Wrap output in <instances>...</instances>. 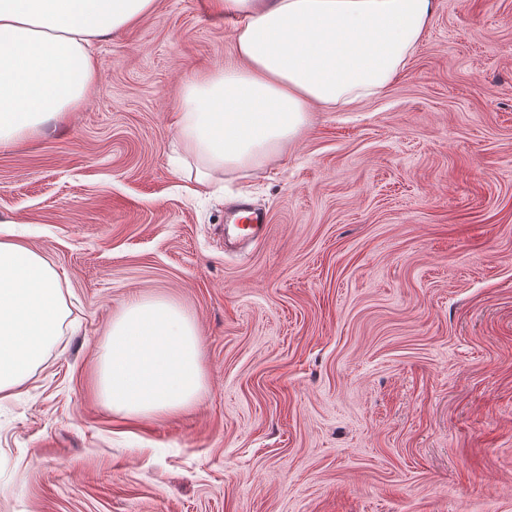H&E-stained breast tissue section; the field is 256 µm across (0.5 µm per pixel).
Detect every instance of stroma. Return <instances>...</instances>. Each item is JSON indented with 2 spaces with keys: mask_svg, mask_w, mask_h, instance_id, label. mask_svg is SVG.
<instances>
[{
  "mask_svg": "<svg viewBox=\"0 0 512 512\" xmlns=\"http://www.w3.org/2000/svg\"><path fill=\"white\" fill-rule=\"evenodd\" d=\"M205 0L96 44V91L0 150V219L69 324L0 402V512H512V0H436L386 91L190 193L170 113L232 62ZM267 226L235 248L224 214ZM195 321L204 388L128 421L99 353L133 300Z\"/></svg>",
  "mask_w": 512,
  "mask_h": 512,
  "instance_id": "35a3bbf8",
  "label": "stroma"
}]
</instances>
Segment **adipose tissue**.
I'll return each instance as SVG.
<instances>
[{
  "mask_svg": "<svg viewBox=\"0 0 512 512\" xmlns=\"http://www.w3.org/2000/svg\"><path fill=\"white\" fill-rule=\"evenodd\" d=\"M156 0H0V149L65 122L96 88L97 41ZM230 21L231 64L183 83L171 118L198 187L261 168L306 129L312 107L379 94L405 67L434 0H210ZM69 309L60 275L0 225V401L48 358ZM198 331L162 298L125 304L100 352L99 392L130 419L169 414L204 387Z\"/></svg>",
  "mask_w": 512,
  "mask_h": 512,
  "instance_id": "ef3b65f1",
  "label": "adipose tissue"
}]
</instances>
